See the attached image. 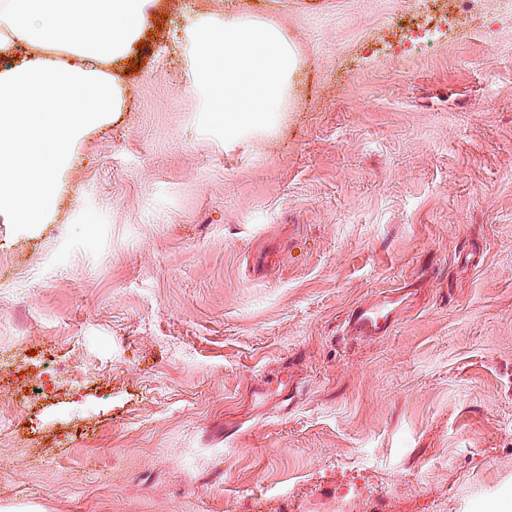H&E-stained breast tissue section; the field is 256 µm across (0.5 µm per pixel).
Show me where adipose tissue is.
<instances>
[{"mask_svg": "<svg viewBox=\"0 0 512 512\" xmlns=\"http://www.w3.org/2000/svg\"><path fill=\"white\" fill-rule=\"evenodd\" d=\"M148 0H0V45L32 54L0 69V212L36 224L52 208L54 180L89 124L117 111L123 93L105 73L141 30Z\"/></svg>", "mask_w": 512, "mask_h": 512, "instance_id": "ef3b65f1", "label": "adipose tissue"}]
</instances>
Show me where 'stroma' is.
Instances as JSON below:
<instances>
[{
  "label": "stroma",
  "instance_id": "obj_1",
  "mask_svg": "<svg viewBox=\"0 0 512 512\" xmlns=\"http://www.w3.org/2000/svg\"><path fill=\"white\" fill-rule=\"evenodd\" d=\"M212 13L299 50L276 124L227 143L198 128L179 41ZM147 14L53 210L0 213V512H512V17ZM406 284L388 336L341 339ZM54 361L57 390L25 401Z\"/></svg>",
  "mask_w": 512,
  "mask_h": 512
}]
</instances>
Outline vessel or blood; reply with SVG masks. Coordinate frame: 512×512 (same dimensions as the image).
<instances>
[{
    "label": "vessel or blood",
    "instance_id": "obj_1",
    "mask_svg": "<svg viewBox=\"0 0 512 512\" xmlns=\"http://www.w3.org/2000/svg\"><path fill=\"white\" fill-rule=\"evenodd\" d=\"M411 300V291L403 289L374 302L355 305L342 325L346 340L366 341L387 335L399 319L403 306Z\"/></svg>",
    "mask_w": 512,
    "mask_h": 512
}]
</instances>
